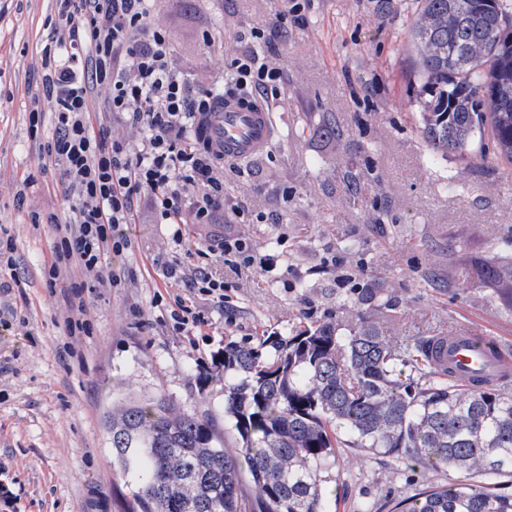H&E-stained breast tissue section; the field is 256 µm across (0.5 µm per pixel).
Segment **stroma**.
Listing matches in <instances>:
<instances>
[{
  "mask_svg": "<svg viewBox=\"0 0 512 512\" xmlns=\"http://www.w3.org/2000/svg\"><path fill=\"white\" fill-rule=\"evenodd\" d=\"M282 0H156L153 21L197 88L225 78L236 32L271 28ZM415 0H310L302 24L288 23L266 56L284 71L273 113L277 135L261 158L224 165V206L279 213V224H248L254 250L281 260L266 275L229 274L228 299L198 301L201 335L172 328L181 283L170 263L210 264L218 228L188 224L192 253L171 243L148 199L131 225L133 252L121 287L87 292L90 334L68 339L69 281L45 287L56 225L72 202L56 168L43 165L54 135L51 112L31 127L41 90V50L55 39L54 0H0V227L15 240L27 286L0 293V512H118L103 415L113 398L164 391L189 413L224 423V374L214 358L226 337L288 335L296 326L347 320L354 282L392 296L380 319L394 336L446 334L449 327L512 349V302L478 284L471 262L490 244L512 249V166L477 156H435L419 132L420 88L404 30ZM366 172L356 203L342 176ZM72 353H64V343ZM336 512H390L447 472L410 468L386 456L337 451Z\"/></svg>",
  "mask_w": 512,
  "mask_h": 512,
  "instance_id": "stroma-1",
  "label": "stroma"
}]
</instances>
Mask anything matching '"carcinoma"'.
I'll list each match as a JSON object with an SVG mask.
<instances>
[{
    "label": "carcinoma",
    "mask_w": 512,
    "mask_h": 512,
    "mask_svg": "<svg viewBox=\"0 0 512 512\" xmlns=\"http://www.w3.org/2000/svg\"><path fill=\"white\" fill-rule=\"evenodd\" d=\"M405 31L431 149L512 165V5L418 0ZM365 174L343 177L350 197ZM477 279L512 280V256L476 265ZM351 324L327 320L254 344L228 339L224 416L236 447L204 416L162 392L112 401L104 426L121 512H335L336 449L449 470L466 482L415 490L393 512H512V391L464 388L433 360L434 336H390L375 318L382 288H353ZM252 495H242L243 479Z\"/></svg>",
    "instance_id": "cac0c4a2"
}]
</instances>
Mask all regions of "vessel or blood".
Instances as JSON below:
<instances>
[{"label": "vessel or blood", "mask_w": 512, "mask_h": 512, "mask_svg": "<svg viewBox=\"0 0 512 512\" xmlns=\"http://www.w3.org/2000/svg\"><path fill=\"white\" fill-rule=\"evenodd\" d=\"M272 127V114L265 105L228 95L200 115L195 133L218 157L236 161L264 155L273 140ZM443 342L442 361L457 384L471 387L512 380V354L498 342L455 330L449 331Z\"/></svg>", "instance_id": "b4317fda"}]
</instances>
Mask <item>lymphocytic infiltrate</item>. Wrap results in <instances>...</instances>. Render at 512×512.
<instances>
[{"mask_svg": "<svg viewBox=\"0 0 512 512\" xmlns=\"http://www.w3.org/2000/svg\"><path fill=\"white\" fill-rule=\"evenodd\" d=\"M153 4L55 0L60 35L41 51L42 104L55 120L47 161L61 170L74 202L70 221L56 227L58 241L43 276L51 289L61 276L73 280V314L65 320L71 337L88 330L83 294L90 282L120 284L133 251L129 227L142 195H151L167 224L223 220L229 230L214 236L208 251L232 268L260 274L274 261L273 255L254 252L245 235L232 229L241 214L224 209V169L193 136L197 114L208 111L219 95L212 89L194 93L167 31L152 22ZM266 42L263 28L240 31L226 57L238 88L272 104L285 76L266 62ZM96 112L107 113L111 124H94ZM121 126L135 132L136 143L118 134ZM163 275L186 290L170 313L175 331L190 333L205 324L197 300L224 304V279L207 268L175 263Z\"/></svg>", "mask_w": 512, "mask_h": 512, "instance_id": "lymphocytic-infiltrate-1", "label": "lymphocytic infiltrate"}]
</instances>
